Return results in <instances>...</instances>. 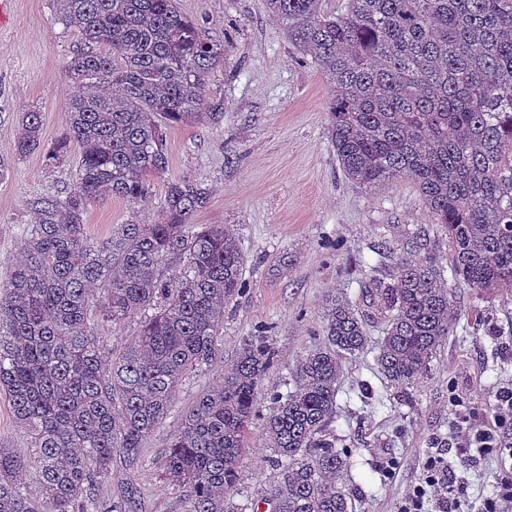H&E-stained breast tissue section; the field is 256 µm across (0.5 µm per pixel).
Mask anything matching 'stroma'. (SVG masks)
I'll return each instance as SVG.
<instances>
[{
  "label": "stroma",
  "mask_w": 512,
  "mask_h": 512,
  "mask_svg": "<svg viewBox=\"0 0 512 512\" xmlns=\"http://www.w3.org/2000/svg\"><path fill=\"white\" fill-rule=\"evenodd\" d=\"M177 6L224 45V64L206 87L207 101H223L224 118L171 128L168 171L151 180L148 203L100 197L87 208L85 229L103 241L130 219L153 223L168 182L196 183L210 199L193 221L232 230L245 259L246 288L224 307L221 355L183 379L169 414L145 440L140 464L115 460L99 480L98 512H111L130 488L137 492L135 512H186L182 490L162 474L161 455L184 412L219 384L253 336L267 337L277 366L250 427L234 503H241L242 491L269 483L276 470L264 446V418L302 356L324 345L331 300L342 296L361 305L363 285L388 272L378 246L406 249L413 232L425 234L424 252L438 265L448 258V237L411 181L370 188L344 176L328 133L331 86L289 43L266 0H177ZM79 43L74 30L58 23L55 0H10L0 22V153L11 152L21 117L33 109L41 113L44 144L64 135L73 92L64 64ZM73 180L69 162L49 166L39 153L17 161L0 180V282L21 257L34 221L32 200L65 195ZM456 298L453 335L408 393L384 383L377 370L380 317L368 323L365 349L343 364L329 431L351 454L343 487L355 512H403L433 441L450 435L449 394L483 422L493 416L497 390L512 383V290L488 296L460 285ZM510 472L511 457L489 452L467 475L470 505L479 507L495 478Z\"/></svg>",
  "instance_id": "1"
}]
</instances>
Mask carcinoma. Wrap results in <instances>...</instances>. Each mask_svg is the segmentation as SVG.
<instances>
[{"label": "carcinoma", "mask_w": 512, "mask_h": 512, "mask_svg": "<svg viewBox=\"0 0 512 512\" xmlns=\"http://www.w3.org/2000/svg\"><path fill=\"white\" fill-rule=\"evenodd\" d=\"M81 46L66 62L74 93L67 129L44 147L40 112L24 113L0 177L35 152L75 156L64 197L41 196L24 259L0 290V395L31 435L32 456L0 447V512H95L94 490L118 455L140 448L182 379L221 352L224 304L246 287L245 261L224 226L194 224L208 192L167 183L160 218L129 221L99 242L84 227L103 194L147 202L168 169L166 130L205 106L224 44L176 0H56ZM288 41L334 87L329 134L344 176L369 187L408 179L448 234L451 280L493 295L512 286V0H267ZM389 280L365 289L385 318L377 364L405 390L454 333L455 295L429 258L390 253ZM138 322L119 347L104 325ZM368 314L332 300L328 345L309 351L294 387L273 397L264 440L276 480L247 495L251 512H355L341 486L350 465L327 433L343 360L364 350ZM263 338L247 340L223 383L202 393L163 453L187 512H230L259 392L274 367ZM36 470L35 487L18 483Z\"/></svg>", "instance_id": "obj_1"}]
</instances>
